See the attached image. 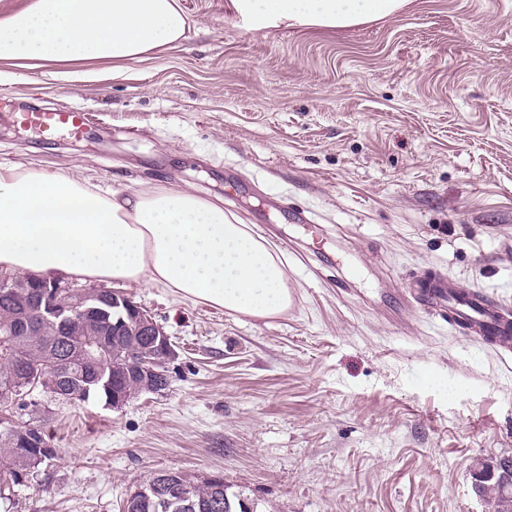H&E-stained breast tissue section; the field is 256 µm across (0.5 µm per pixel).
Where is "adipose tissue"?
Returning a JSON list of instances; mask_svg holds the SVG:
<instances>
[{
    "instance_id": "ef3b65f1",
    "label": "adipose tissue",
    "mask_w": 512,
    "mask_h": 512,
    "mask_svg": "<svg viewBox=\"0 0 512 512\" xmlns=\"http://www.w3.org/2000/svg\"><path fill=\"white\" fill-rule=\"evenodd\" d=\"M249 30L342 29L386 19L409 0H230ZM181 0H28L0 14V62L93 79L179 43ZM0 269L171 289L217 310L271 318L291 306L275 248L221 202L190 189L104 191L78 173L0 167Z\"/></svg>"
}]
</instances>
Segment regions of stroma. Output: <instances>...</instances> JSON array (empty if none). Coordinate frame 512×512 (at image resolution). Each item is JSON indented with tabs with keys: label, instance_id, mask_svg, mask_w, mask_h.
I'll return each mask as SVG.
<instances>
[{
	"label": "stroma",
	"instance_id": "obj_1",
	"mask_svg": "<svg viewBox=\"0 0 512 512\" xmlns=\"http://www.w3.org/2000/svg\"><path fill=\"white\" fill-rule=\"evenodd\" d=\"M181 2L185 40L109 78L0 63V166L221 199L277 249L292 306L257 319L112 282L169 334L170 386L29 408L59 457L11 512H120L165 470L221 476L254 512H493L472 471L512 457V354L411 288L512 304V0L266 35L230 0ZM21 106L90 121L47 138Z\"/></svg>",
	"mask_w": 512,
	"mask_h": 512
}]
</instances>
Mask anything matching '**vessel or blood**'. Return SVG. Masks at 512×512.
Returning <instances> with one entry per match:
<instances>
[{"label":"vessel or blood","instance_id":"b4317fda","mask_svg":"<svg viewBox=\"0 0 512 512\" xmlns=\"http://www.w3.org/2000/svg\"><path fill=\"white\" fill-rule=\"evenodd\" d=\"M19 122L44 133L63 130L78 137L87 129L88 115L76 108L50 109L21 113ZM417 297L421 305L446 313L449 322L461 332L482 336L486 342L498 347H512V310L504 308L482 291L461 293L444 280L436 279L419 286Z\"/></svg>","mask_w":512,"mask_h":512}]
</instances>
